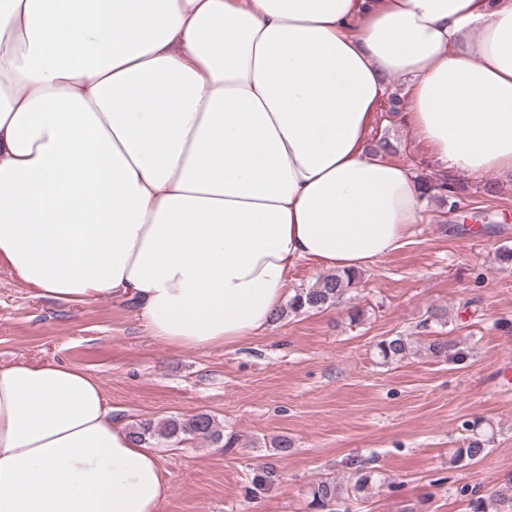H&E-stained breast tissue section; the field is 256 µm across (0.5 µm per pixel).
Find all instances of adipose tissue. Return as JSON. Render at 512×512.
<instances>
[{
  "label": "adipose tissue",
  "mask_w": 512,
  "mask_h": 512,
  "mask_svg": "<svg viewBox=\"0 0 512 512\" xmlns=\"http://www.w3.org/2000/svg\"><path fill=\"white\" fill-rule=\"evenodd\" d=\"M444 171L512 179V0H0V263L152 336L265 330L298 264L362 270L426 203L371 147L390 82ZM100 382L0 366V512H160Z\"/></svg>",
  "instance_id": "adipose-tissue-1"
}]
</instances>
